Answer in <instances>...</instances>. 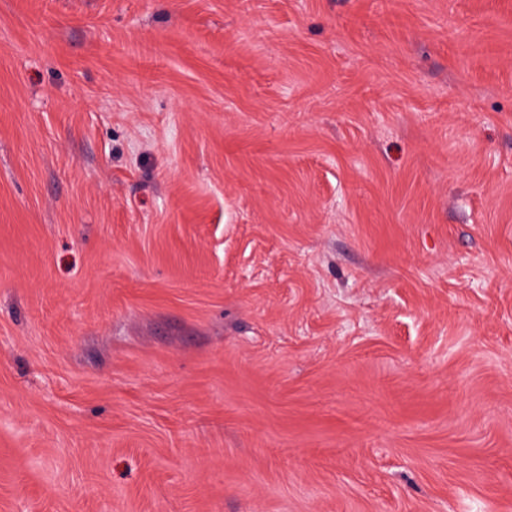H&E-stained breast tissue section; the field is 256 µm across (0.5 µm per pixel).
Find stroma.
<instances>
[{
    "mask_svg": "<svg viewBox=\"0 0 512 512\" xmlns=\"http://www.w3.org/2000/svg\"><path fill=\"white\" fill-rule=\"evenodd\" d=\"M0 512H512V0H0Z\"/></svg>",
    "mask_w": 512,
    "mask_h": 512,
    "instance_id": "1",
    "label": "stroma"
}]
</instances>
